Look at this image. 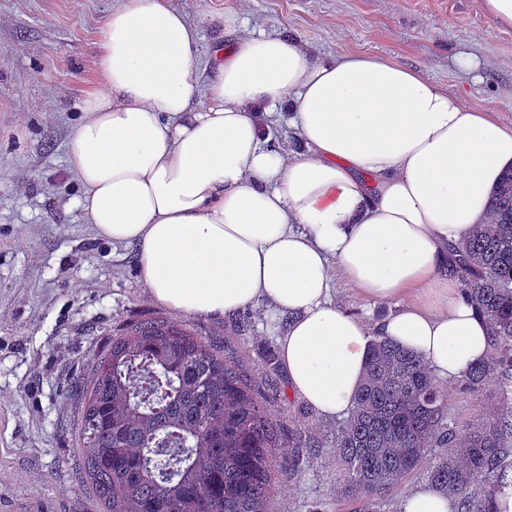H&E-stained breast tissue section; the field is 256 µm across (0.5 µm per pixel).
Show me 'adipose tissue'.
<instances>
[{
  "label": "adipose tissue",
  "mask_w": 512,
  "mask_h": 512,
  "mask_svg": "<svg viewBox=\"0 0 512 512\" xmlns=\"http://www.w3.org/2000/svg\"><path fill=\"white\" fill-rule=\"evenodd\" d=\"M207 21L234 38L203 85L199 25L170 0L107 15L67 144L85 221L134 246L151 300L176 314L286 319L279 362L318 417L348 414L378 338L461 378L488 326L443 265L488 219L512 122L392 60L318 55L232 13ZM281 108L298 148L271 145ZM339 276L369 303L402 305L366 322L333 299Z\"/></svg>",
  "instance_id": "adipose-tissue-1"
}]
</instances>
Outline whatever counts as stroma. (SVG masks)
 I'll return each instance as SVG.
<instances>
[{
	"label": "stroma",
	"instance_id": "stroma-1",
	"mask_svg": "<svg viewBox=\"0 0 512 512\" xmlns=\"http://www.w3.org/2000/svg\"><path fill=\"white\" fill-rule=\"evenodd\" d=\"M119 0H0V512H101L79 479L82 408L74 394L93 354L123 323L165 315L141 281L134 247L97 236L82 217L81 187L66 161L74 103L94 85L102 26ZM200 22L199 80L210 76L217 28L206 15L235 13L244 27L295 36L331 56L360 51L421 70L469 106L512 120V29L480 0H171ZM472 58L471 68L460 58ZM188 323L263 376L261 351L283 324L237 315ZM273 408L304 428L311 447L280 472L274 512H400L428 465L376 503L336 495V460L314 443L335 421L313 418L277 370Z\"/></svg>",
	"mask_w": 512,
	"mask_h": 512
}]
</instances>
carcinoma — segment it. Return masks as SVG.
Listing matches in <instances>:
<instances>
[{"label": "carcinoma", "instance_id": "cac0c4a2", "mask_svg": "<svg viewBox=\"0 0 512 512\" xmlns=\"http://www.w3.org/2000/svg\"><path fill=\"white\" fill-rule=\"evenodd\" d=\"M448 275L486 318L487 357L459 380L490 392L493 417L459 428L448 389L425 363L386 339L367 355L356 406L336 423V493L368 501L397 490L432 452L429 483L456 512H501L512 490V171L490 199L487 223L449 250ZM277 356L264 351L259 382L233 353L162 316L112 332L76 389L81 474L103 512H272L278 449L312 448L272 413Z\"/></svg>", "mask_w": 512, "mask_h": 512}]
</instances>
